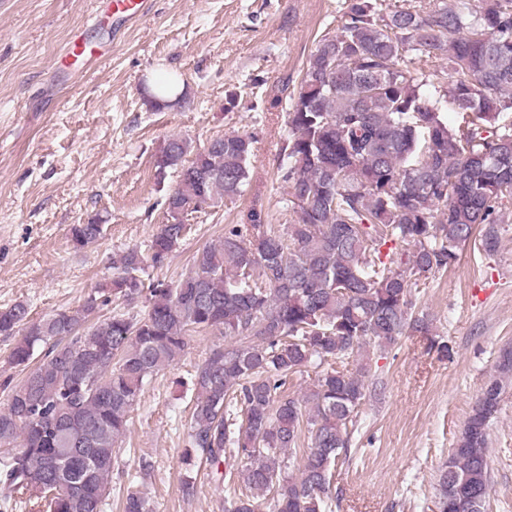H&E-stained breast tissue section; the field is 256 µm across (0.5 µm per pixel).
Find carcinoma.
<instances>
[{
    "mask_svg": "<svg viewBox=\"0 0 512 512\" xmlns=\"http://www.w3.org/2000/svg\"><path fill=\"white\" fill-rule=\"evenodd\" d=\"M477 2L346 0L290 96L280 171L292 223L226 224L176 285L150 279L147 267L168 265L186 235L188 213L240 195L249 179L252 137L233 132L201 149L173 137L157 167L178 183L148 256L113 260L115 276L76 308L36 320L22 301L0 308V336L16 337L9 363L24 372L18 384L0 381L1 503L103 512L144 387L190 337L217 332L227 343L191 376L186 444L201 462L225 465L224 481L235 476L226 447L243 460L246 493L224 512H259L269 497L275 512H327L336 462L376 392L363 348L430 335L412 289L454 266L476 234L484 256L496 252L512 203V0ZM422 61L445 62L456 124L421 91ZM103 232L98 217L71 227L78 246ZM114 298L145 311L100 314ZM307 367L319 374L296 397L288 380ZM497 371L440 474L438 512H486L489 425L512 377V346ZM123 512L153 508L130 492Z\"/></svg>",
    "mask_w": 512,
    "mask_h": 512,
    "instance_id": "carcinoma-1",
    "label": "carcinoma"
}]
</instances>
